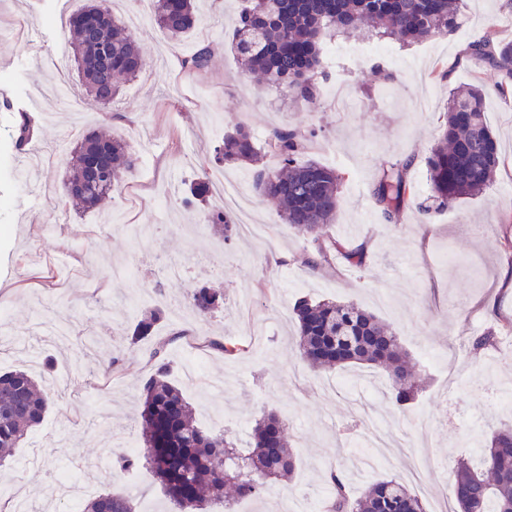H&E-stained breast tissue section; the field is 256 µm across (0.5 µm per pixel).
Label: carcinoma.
I'll list each match as a JSON object with an SVG mask.
<instances>
[{"mask_svg":"<svg viewBox=\"0 0 512 512\" xmlns=\"http://www.w3.org/2000/svg\"><path fill=\"white\" fill-rule=\"evenodd\" d=\"M110 0L93 3L69 20V41L86 95L108 108L124 83L136 78L142 54L133 34L114 16ZM277 9L265 8L262 0H242L233 29L241 71L264 76L283 98L309 102L316 98L313 77L320 64L324 38L340 31L366 30L380 38L408 43L431 39L456 25L457 0H275ZM158 26L173 41L184 38L197 24L195 0H154ZM219 44L209 42L183 59V66L202 72ZM466 55L504 72L498 87L503 98L512 97V41L496 40L487 33L470 43ZM485 93L471 86L452 96L444 115L441 136L427 158L433 190L430 212L461 197L473 196L493 178L501 158L498 143L485 118ZM34 132V120L23 115L14 130L16 143L24 144ZM313 134L276 128L266 149L256 146L244 124L224 134L215 150L214 163L244 162L255 167V186L275 201L285 223L308 243L303 264L312 271L342 260L361 267L369 259L367 242L346 246L323 235L338 206L340 177L336 171L304 159ZM279 157L275 169L263 161L265 152ZM137 157L126 143L106 131H92L73 150L66 179L65 198H74L84 210L104 207L112 190L134 171ZM413 159L383 164L370 187L382 218L390 222L398 215L410 188L408 178ZM205 222L228 240L237 231L231 213L209 209ZM222 301L220 292L200 288L190 305L202 320ZM298 321L295 346L301 359L313 368L367 365L383 370L389 392L399 409L414 397V366L398 336L374 315L353 302L301 299L294 305ZM163 319L159 308L142 314L130 332L129 346L136 347L154 335ZM498 341L487 329L470 342L479 354ZM168 343L154 347L157 371L144 385L145 400L140 413L145 463L164 486L172 512H212L220 506L231 512L224 487L232 482L239 497H262L271 482L293 475L296 458L288 446L285 424L269 413L256 421L251 447L241 453L223 432L202 428L182 390L167 379ZM50 397L39 382L24 370L0 374V464L22 447L28 432L41 424ZM170 427L165 445L156 439L159 424ZM332 486L327 512H426L422 501L398 478L368 485L350 499L339 471L330 474ZM449 494L460 512H512V424L496 430L481 450L479 461L457 462ZM81 512H135L130 499L119 493L99 494L82 503Z\"/></svg>","mask_w":512,"mask_h":512,"instance_id":"cac0c4a2","label":"carcinoma"}]
</instances>
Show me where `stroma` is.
Masks as SVG:
<instances>
[{"label": "stroma", "mask_w": 512, "mask_h": 512, "mask_svg": "<svg viewBox=\"0 0 512 512\" xmlns=\"http://www.w3.org/2000/svg\"><path fill=\"white\" fill-rule=\"evenodd\" d=\"M88 0H0V374L30 368L48 389L52 407L0 472V494L26 500L27 512H66L56 480L69 470L89 495L122 491L127 479L143 486L136 512H168L165 492L145 465L112 467L125 442L140 443L143 383L154 373L150 345H128V334L150 308L164 318L156 336L179 332L167 349L170 381L193 404L199 422L249 446L252 426L275 412L288 427L298 458L289 482L273 490L302 493L325 505L330 471H342L352 495L400 475L409 465L429 471L411 493L435 512L453 480V462L476 456L501 424H512V404H494L488 387L512 397V335L480 356L471 336L512 323V99L498 96L504 77L468 58L467 46L485 32L512 41V0H463L458 23L438 37L400 44L353 32L333 36L341 53L322 58L313 103L282 101L259 78L240 72L231 48L241 0H197L200 19L173 42L141 12L149 0H115L112 10L135 36L143 68L112 108L84 98L64 21ZM219 43L206 71L181 60L207 42ZM56 53L64 75L32 66ZM474 84L486 95V119L501 164L479 195L461 197L427 214L431 194L425 159L437 143L448 95ZM37 130L26 146L12 139L20 113ZM249 126L257 144L272 128L315 131L308 157L342 180L336 217L325 228L341 242H368L364 267L341 263L311 271L301 262L303 240L275 204L256 189L246 164L213 163L216 146L236 124ZM111 129L139 164L112 193L107 209L63 205L62 182L74 142L85 132ZM414 156L411 190L397 219L384 221L370 195L380 165ZM223 175L254 203L265 238L231 240L202 221L203 209L223 201L209 192L201 207L185 203L195 182ZM184 264L175 283L161 281L154 255ZM203 286L223 292L207 321L187 300ZM351 300L398 336L415 362L418 387L406 411L386 392L372 395L378 425L389 437L372 464L351 447L359 431L353 378L386 383L369 367L314 369L289 346L296 300ZM264 325L260 353L234 357L208 342L246 338L252 320ZM123 361L103 376L102 354Z\"/></svg>", "instance_id": "obj_1"}]
</instances>
